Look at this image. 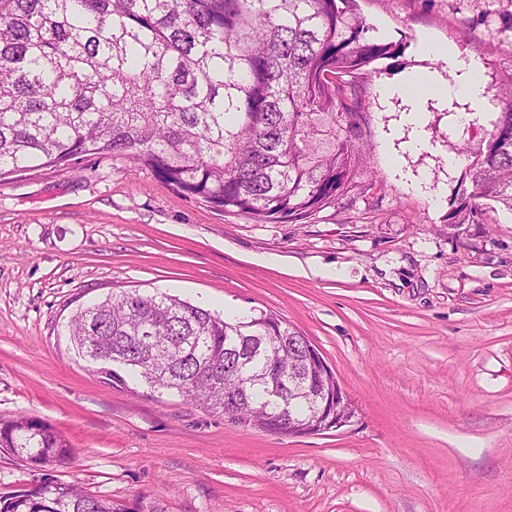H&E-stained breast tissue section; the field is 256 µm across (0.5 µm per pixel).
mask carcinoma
Listing matches in <instances>:
<instances>
[{
	"mask_svg": "<svg viewBox=\"0 0 512 512\" xmlns=\"http://www.w3.org/2000/svg\"><path fill=\"white\" fill-rule=\"evenodd\" d=\"M355 0H0V175L87 155L148 166L183 193L259 221L311 218L374 188L366 177L365 99L345 76L397 54L370 35ZM501 107L467 165L472 190L448 215L455 238L484 200L512 211V65L495 70ZM79 355L174 391L238 426L272 433L310 417L288 382L297 330L263 311L221 315L176 296L112 293L80 309ZM0 449L63 466L72 449L27 415L0 419ZM0 512H162L60 481L0 497Z\"/></svg>",
	"mask_w": 512,
	"mask_h": 512,
	"instance_id": "1",
	"label": "carcinoma"
}]
</instances>
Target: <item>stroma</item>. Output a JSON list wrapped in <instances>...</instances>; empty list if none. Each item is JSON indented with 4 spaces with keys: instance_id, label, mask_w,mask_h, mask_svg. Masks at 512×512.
<instances>
[{
    "instance_id": "1",
    "label": "stroma",
    "mask_w": 512,
    "mask_h": 512,
    "mask_svg": "<svg viewBox=\"0 0 512 512\" xmlns=\"http://www.w3.org/2000/svg\"><path fill=\"white\" fill-rule=\"evenodd\" d=\"M398 55L355 83L377 185L310 219L264 223L109 156L0 176V417L72 448L55 479L161 512H512V212L470 192L454 157L485 147L494 107L407 93L460 73L427 44L512 64V0H357ZM422 113L420 125L410 113ZM469 121L460 122V113ZM165 292L300 330L358 408L322 435L263 433L79 357L65 326L111 293Z\"/></svg>"
}]
</instances>
